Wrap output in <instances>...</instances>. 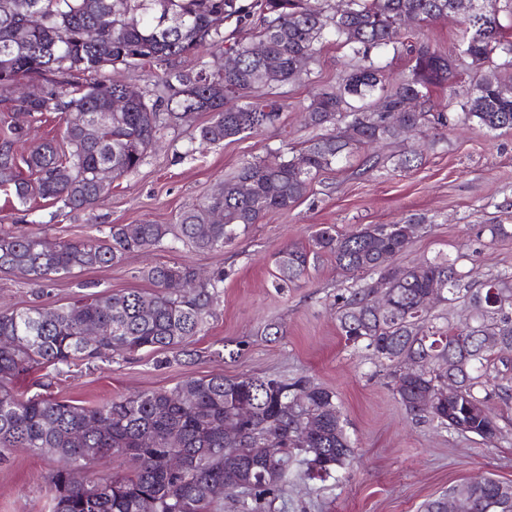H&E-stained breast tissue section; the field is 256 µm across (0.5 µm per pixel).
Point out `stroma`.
I'll use <instances>...</instances> for the list:
<instances>
[{
  "instance_id": "stroma-1",
  "label": "stroma",
  "mask_w": 512,
  "mask_h": 512,
  "mask_svg": "<svg viewBox=\"0 0 512 512\" xmlns=\"http://www.w3.org/2000/svg\"><path fill=\"white\" fill-rule=\"evenodd\" d=\"M345 52L333 43L321 47L309 76L273 89L286 107L258 132L199 146L197 128L209 113L165 130L140 168L113 180L93 208L59 212L34 202L29 219L43 235L64 241L107 236L115 224H172L178 214L210 196L242 163L272 149L308 145L322 131L304 125L301 111L318 88H337ZM418 140L386 141L377 153L382 166L356 174L349 163L320 174L309 194L293 209L267 213L224 249L199 253L180 242L151 252L134 251L103 269H89L38 288L23 276L0 271V310L65 307L91 293L151 290L144 267L183 263L222 271L224 288L204 334L179 351L84 361L55 375L37 367L14 385L17 393L49 394L84 406H97L145 389L171 388L189 377L222 374L306 376L336 391L354 450L349 468L320 480L294 471L271 512H420L423 502L457 483L489 475L512 482V423L494 445L479 437L437 428L406 412L386 371L367 352L346 346L333 310L336 294L353 286L351 276L324 258L284 291L273 286L274 255L288 245L306 246L325 225L345 233L361 224L412 219L421 230L395 264L410 266L443 254L457 259L472 277L512 273V235L490 239L481 228H512V131L489 133L448 129L444 140L424 151L421 165L401 170L387 158ZM275 322L280 336L263 335ZM235 360L218 358L223 349ZM53 458L18 448L0 461V512H49L46 482Z\"/></svg>"
}]
</instances>
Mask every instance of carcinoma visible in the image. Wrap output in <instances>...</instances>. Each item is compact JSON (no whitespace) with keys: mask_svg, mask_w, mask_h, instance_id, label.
Masks as SVG:
<instances>
[{"mask_svg":"<svg viewBox=\"0 0 512 512\" xmlns=\"http://www.w3.org/2000/svg\"><path fill=\"white\" fill-rule=\"evenodd\" d=\"M456 2L349 0L340 12L328 0H11V9L0 8V103L14 114L0 131V187H10L22 207L40 198L62 210L89 209L103 195L99 171L109 168L114 178L136 172L161 130L208 112L199 145L251 134L284 109L276 99L252 101L254 89L309 73L330 41L346 49L347 60L337 90L316 91L304 106L308 125L328 129L310 145L288 157L275 150L242 164L174 224H116L105 240L1 232L0 270L43 287L167 241L198 252L221 250L265 213L293 208L318 174L355 150L396 138L398 128L425 139L457 125L511 130L512 28L499 14L512 16V0H472L453 57L422 37L413 45L409 75L393 79L379 62L400 52L407 29L448 16ZM254 13L262 28L252 41L230 43L216 26L229 18L240 26ZM87 29L95 30V41L85 39ZM202 49L224 56L218 71L171 65ZM147 64L159 68L167 96L152 101L140 91L124 111H111L112 97L125 95L126 84L99 75ZM460 65L476 80L458 111L426 109L431 88L448 84ZM411 101L416 105L408 106ZM43 112L62 115V142L18 152L27 136L25 119ZM216 211L222 221L209 222ZM421 229L410 221L360 224L348 234L323 226L310 246L275 254L277 287L300 279L325 256L336 268L369 278L336 295L346 344L368 351L388 372L409 414L493 443L502 427L489 401L512 398V386L494 375L495 354L512 351V274L467 281L457 260L439 256L410 267L385 264ZM142 276L154 291L94 295L51 315L39 307L0 311V336L12 339L0 344V460L17 448L57 460L47 482L51 512H178L186 500L195 512H221V498L211 489L226 480L247 485L240 512H268L295 469L326 478L350 465L353 449L336 392L305 377H191L96 407L14 391V383L39 365L61 374L78 359L179 349L205 331L223 273L174 262L148 266ZM380 282L390 294L384 313L370 305ZM438 284L444 289L441 314L420 307ZM450 305L469 311V330L444 315ZM89 325L97 330L93 339L85 336ZM490 336L498 337L500 348L486 345ZM404 353L426 360V373L402 377ZM450 375L458 384L452 394L441 391ZM301 395L302 411L317 422L305 437L294 427L293 403ZM245 406L252 413H242ZM88 456L120 457L128 471L76 484L71 474ZM451 493L472 497L478 512H512V482L488 477L477 485L457 484Z\"/></svg>","mask_w":512,"mask_h":512,"instance_id":"cac0c4a2","label":"carcinoma"}]
</instances>
